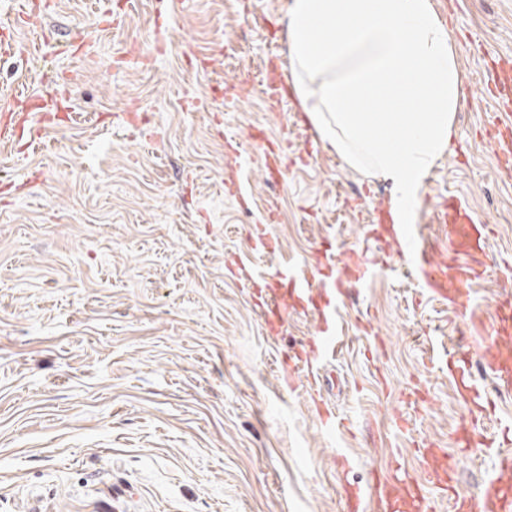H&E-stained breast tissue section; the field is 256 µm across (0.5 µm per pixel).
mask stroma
<instances>
[{"label":"stroma","mask_w":512,"mask_h":512,"mask_svg":"<svg viewBox=\"0 0 512 512\" xmlns=\"http://www.w3.org/2000/svg\"><path fill=\"white\" fill-rule=\"evenodd\" d=\"M431 3L464 99L412 224L442 248L433 208L456 194L494 229L492 269L458 311L367 237L388 183L349 167L294 98L255 92L289 78L283 0H48L23 16L0 0V108L51 87L71 108L32 116L30 144L0 143V512H343L345 484L392 454L420 471L422 440L483 498L497 472L457 453L467 405L428 346L493 349L512 288V177L485 135L503 107L484 85L487 62L512 57V0ZM259 132L283 147V179L265 178ZM260 231L274 253L253 249ZM326 246L373 274L338 299L350 343L316 391L279 367L315 320L268 335L247 282L310 272ZM491 332L497 336L509 335L512 329V298L510 295L499 298L494 321L489 324Z\"/></svg>","instance_id":"stroma-1"}]
</instances>
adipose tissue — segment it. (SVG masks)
Listing matches in <instances>:
<instances>
[{"label": "adipose tissue", "instance_id": "ef3b65f1", "mask_svg": "<svg viewBox=\"0 0 512 512\" xmlns=\"http://www.w3.org/2000/svg\"><path fill=\"white\" fill-rule=\"evenodd\" d=\"M291 82L305 119L352 168L389 183L407 221L448 149L463 96L431 0H284ZM383 102L387 111H373Z\"/></svg>", "mask_w": 512, "mask_h": 512}]
</instances>
